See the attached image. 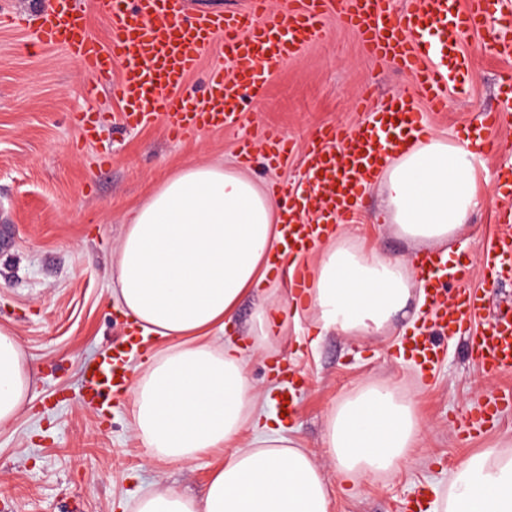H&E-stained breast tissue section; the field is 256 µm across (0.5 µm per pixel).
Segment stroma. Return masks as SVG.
<instances>
[{
  "label": "stroma",
  "mask_w": 512,
  "mask_h": 512,
  "mask_svg": "<svg viewBox=\"0 0 512 512\" xmlns=\"http://www.w3.org/2000/svg\"><path fill=\"white\" fill-rule=\"evenodd\" d=\"M46 7L47 0H0V226L10 227L9 241H0V327L12 330L34 371L25 406L0 427V512H136L144 494L164 489L199 498L223 452L209 451L189 463L148 460L131 398L113 400L106 416L77 399L83 361L125 336L112 303V250L125 214L190 162L241 166L268 186L296 181L316 129L368 120L360 99L383 104L409 89L410 77L369 59L358 33L331 16L327 38L269 77L263 102L247 111L241 125L175 138L158 120L136 128L123 124L124 105L112 93L121 62H113L104 79L81 70L61 47L35 43ZM492 41L489 30L461 36L473 63L472 88L466 98H451L447 111L425 113L434 136L462 139L479 113L504 111L512 55L494 50ZM88 113L97 121L90 140L83 132ZM268 127L288 136L287 162L270 166L258 151L242 163L241 139ZM508 170L512 153L495 154L477 169L483 205L447 245L400 237L382 219L375 183L345 231L364 250L407 264L425 253L459 254L470 268V287H482L480 257L499 232L495 214L512 205L496 180L497 172ZM416 309L409 304L404 316L373 336L318 339L311 314H303L288 322L269 350L248 359L249 378L269 413L284 381L276 363L294 371L302 389L298 414L284 434L319 466L334 492L332 512H408L415 498L428 504L432 488H447L464 456L489 448L512 451V410L467 438L457 423L512 386V375L484 376L467 341L437 334L431 320L426 331L436 334L442 359L426 373V391L418 392L416 369L397 353ZM369 383L396 387L416 400L426 432L397 471L360 479L345 492L324 448L326 416Z\"/></svg>",
  "instance_id": "obj_1"
}]
</instances>
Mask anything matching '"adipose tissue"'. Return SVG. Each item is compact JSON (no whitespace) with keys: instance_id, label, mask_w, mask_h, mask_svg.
<instances>
[{"instance_id":"1","label":"adipose tissue","mask_w":512,"mask_h":512,"mask_svg":"<svg viewBox=\"0 0 512 512\" xmlns=\"http://www.w3.org/2000/svg\"><path fill=\"white\" fill-rule=\"evenodd\" d=\"M465 143L408 142L380 171L385 216L415 243L444 244L482 204ZM284 203L244 170L190 163L129 210L112 254L113 296L142 336L168 345L137 374L133 413L151 459L189 462L224 452L202 499L173 490L143 495L137 512H330L332 491L311 456L276 435L246 373L249 348H266L288 323V299L268 287L283 245ZM300 299L316 336H368L408 305L414 284L398 259L365 252L341 229L326 234ZM258 296L256 325L222 335L244 299ZM30 391L21 344L0 328V426ZM251 447H239L245 431ZM422 439L415 404L395 387L368 384L327 416L324 444L338 477L393 472ZM432 512H512V454L492 448L463 459Z\"/></svg>"}]
</instances>
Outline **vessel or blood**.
<instances>
[{
  "instance_id": "vessel-or-blood-1",
  "label": "vessel or blood",
  "mask_w": 512,
  "mask_h": 512,
  "mask_svg": "<svg viewBox=\"0 0 512 512\" xmlns=\"http://www.w3.org/2000/svg\"><path fill=\"white\" fill-rule=\"evenodd\" d=\"M56 7L38 31L40 42L62 47L82 70L109 75L113 61L123 71L114 90L125 106L124 122L137 127L162 120L168 132L183 137L197 131L237 126L248 107L261 102L265 83L280 65L326 35L325 20L339 12L343 23L356 29L365 53L407 71L411 90L393 97L371 122L351 127L320 129L305 150L302 183H278L285 201L283 239L292 252L311 250L335 225L353 221L358 199L380 163L398 150L411 130H423L418 103L432 111L448 109L449 93L465 96L470 90L472 62L462 51L460 34L483 29L497 21L512 29V0H471L460 8L458 0H290L286 12L271 11L270 0H249L247 9L209 13L185 19L186 0H109L111 39L100 45L88 38L83 16L71 0H55ZM224 47L233 63L231 73L212 72L208 97H184L179 89L214 45ZM503 115L481 114L474 127L480 147L498 141ZM269 163L287 161L290 145L279 131L260 133ZM503 230L481 254L483 267L497 278H512V208L497 214ZM441 261L431 255L418 258L420 288L430 298L435 321L452 336H466L473 360L490 376L512 374V318L484 321L487 294L470 288L467 265L448 276L440 274ZM481 331H473L474 322ZM410 354L422 371L432 370L439 359L436 341L413 336ZM131 370L123 344L109 346L82 373V398L107 402L124 395ZM512 407V391L500 392L468 414L464 422L475 427L496 420Z\"/></svg>"
}]
</instances>
